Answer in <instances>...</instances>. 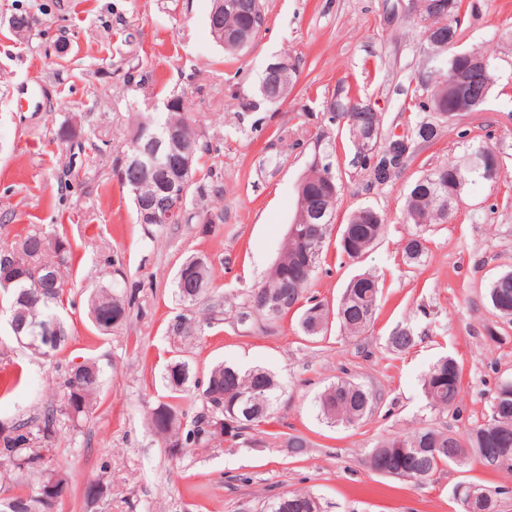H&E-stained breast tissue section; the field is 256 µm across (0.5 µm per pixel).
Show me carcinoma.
I'll list each match as a JSON object with an SVG mask.
<instances>
[{
  "label": "carcinoma",
  "mask_w": 512,
  "mask_h": 512,
  "mask_svg": "<svg viewBox=\"0 0 512 512\" xmlns=\"http://www.w3.org/2000/svg\"><path fill=\"white\" fill-rule=\"evenodd\" d=\"M224 33L231 35L246 31L249 15L255 0H224ZM465 10L463 0H433L423 10L429 24L426 30H435L443 36L454 37L459 32L460 15ZM424 55L441 64L440 81L433 91L421 84L411 90L410 98L403 103L402 111L409 113L407 130L412 142H420L418 133L425 125L432 123L433 138H438L443 125L448 122V89L445 83L459 70H472V63L485 60L480 51L456 53L443 57V50L430 40H425ZM346 103H353V112L328 111L327 121L331 125L341 124L346 128L350 141L357 136L377 130L384 132L382 113L373 109L366 100L343 89ZM186 120L181 110L160 112L138 123L137 129L153 131L164 125ZM336 149L329 148L322 157L327 168L319 171L309 167L304 179L308 182L309 195H298V208L316 204L327 212L335 213L340 191L339 178L333 166L332 157ZM485 155L498 161L496 152L488 145L479 144L472 148L462 162L450 161L436 166L418 178L409 188L404 204V221L417 227L443 224L448 218L445 205L454 202L468 182L486 179L484 171L473 165L472 158ZM383 231V219L371 207L353 212L343 232L350 233V244L340 245L341 251L352 258L351 252L364 253L378 240ZM427 239L415 232L406 240L403 248L405 259L414 266L424 263L427 254ZM10 252L18 264V278L4 291L7 302V321H14L27 329L29 327L57 323L62 335L48 345H37L35 349L44 355H54L62 350L68 341V328L62 319L64 309V281L60 273L62 266L70 263L73 251L70 243L57 236L42 232L29 233L12 245H1L0 253ZM321 257H316L312 267L303 271L304 283L293 289L291 302L299 301V325L302 333L309 338H320L328 330L330 309L314 297L308 296V286L317 270ZM183 264L192 268L187 279L175 276L173 295L183 306L169 325L175 336L190 337L202 332L200 322L188 314L191 307L210 294V263L202 256H190ZM349 304L342 317L338 318L343 331L355 337L365 330L376 314L380 288L378 280L363 274L361 279L351 281L346 288ZM491 306L503 317H512V272H506L494 280L489 288ZM133 298L117 293L114 289L102 288L89 296L88 312L93 323L103 331H110L127 318ZM416 345L414 329L400 327L388 337V346L394 352H406ZM105 377L104 369L95 361H86L65 371L64 391L60 403L52 405L39 419L21 420L0 431V468L21 474L22 465L40 453L43 465L38 470L39 481L31 486L23 482L14 485V491L7 497H0V512H43L41 490L52 485L69 487L67 475L52 464L47 456L48 443L55 433L60 418L65 417L75 424L89 418L95 410L96 394ZM162 379L173 391L189 390L192 379L189 365L175 360L167 365ZM198 409L192 413L178 403H163L152 409L149 423L169 441L179 444V450L169 447L173 458L182 456L191 448H208L218 439L215 431L218 421L227 415H235L231 436L259 429V423H269L273 415V404L277 398L279 384L274 375L262 368L242 370L224 363L214 365L200 384ZM423 393L432 408L449 409L459 400L461 394L460 368L451 357L439 359L427 373ZM373 393L351 380L339 379L328 386L318 397L320 417L330 426L354 427L360 424L374 408ZM311 447V441L302 436L290 434L286 438L288 455L300 460ZM472 449L474 456L486 466H500L498 455L504 451L512 453V381L501 382L493 400L487 419L465 431L449 433L434 428L422 427L405 435L381 441L366 456L369 467L388 477L427 484L434 476L453 466H461L472 460L466 449ZM474 500L470 510L462 512H496L498 497L509 493L503 486L488 487L471 482ZM271 512H325L319 499L311 492L292 491L279 497L271 506Z\"/></svg>",
  "instance_id": "1"
}]
</instances>
